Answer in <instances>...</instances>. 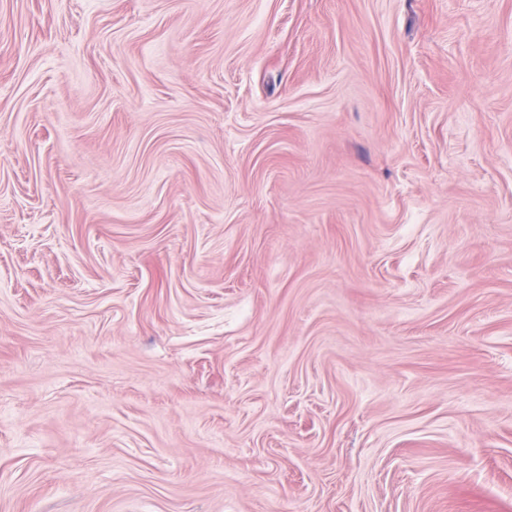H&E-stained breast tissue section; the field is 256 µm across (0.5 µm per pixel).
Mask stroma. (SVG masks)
<instances>
[{
  "label": "stroma",
  "instance_id": "obj_1",
  "mask_svg": "<svg viewBox=\"0 0 512 512\" xmlns=\"http://www.w3.org/2000/svg\"><path fill=\"white\" fill-rule=\"evenodd\" d=\"M0 512H512V0H0Z\"/></svg>",
  "mask_w": 512,
  "mask_h": 512
}]
</instances>
